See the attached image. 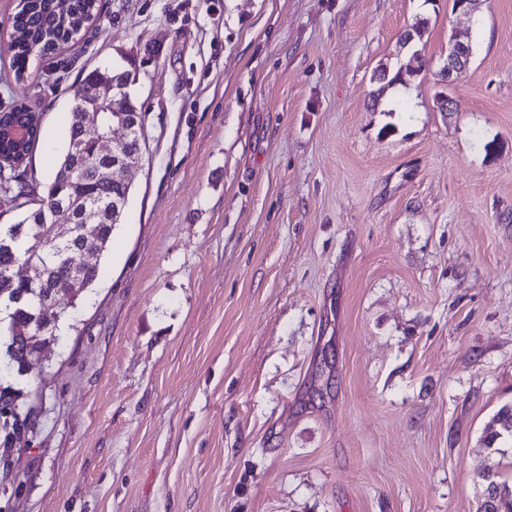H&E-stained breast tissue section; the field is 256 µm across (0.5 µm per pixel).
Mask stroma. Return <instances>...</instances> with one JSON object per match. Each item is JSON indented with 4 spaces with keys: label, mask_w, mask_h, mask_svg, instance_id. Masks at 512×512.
Instances as JSON below:
<instances>
[{
    "label": "stroma",
    "mask_w": 512,
    "mask_h": 512,
    "mask_svg": "<svg viewBox=\"0 0 512 512\" xmlns=\"http://www.w3.org/2000/svg\"><path fill=\"white\" fill-rule=\"evenodd\" d=\"M101 5L19 76L0 0L27 173L96 68L148 135L77 329L16 379L36 419L0 512H478L479 474L512 483L485 442L512 404V0ZM472 48L465 41L458 40L448 48V57L441 67L440 77L443 81L451 82L454 73L461 72L470 63Z\"/></svg>",
    "instance_id": "stroma-1"
}]
</instances>
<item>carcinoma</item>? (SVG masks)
<instances>
[{
  "mask_svg": "<svg viewBox=\"0 0 512 512\" xmlns=\"http://www.w3.org/2000/svg\"><path fill=\"white\" fill-rule=\"evenodd\" d=\"M98 0H27L12 23L10 49L15 72L25 71L34 53L47 55L74 41V34L94 21ZM102 81L132 103L126 91L128 75L93 70L75 87L73 96ZM67 143L58 170L44 184H32L15 173L10 162L32 154L39 136L16 147L3 140L0 185L12 183L10 209L14 224H0V448L14 447L32 424L31 410H23V390L4 384L12 374L29 372L31 361L58 340L61 326L76 328L79 303L100 275L99 262L82 264L91 251L108 255L114 232L128 218L131 187L121 178H104L101 170L113 160L102 157L95 139L86 134L81 113L72 107L66 116ZM146 149L145 116L124 148L123 158L134 161ZM64 210L72 218L64 238L51 233L53 213ZM70 301V308L60 305Z\"/></svg>",
  "mask_w": 512,
  "mask_h": 512,
  "instance_id": "carcinoma-1",
  "label": "carcinoma"
}]
</instances>
